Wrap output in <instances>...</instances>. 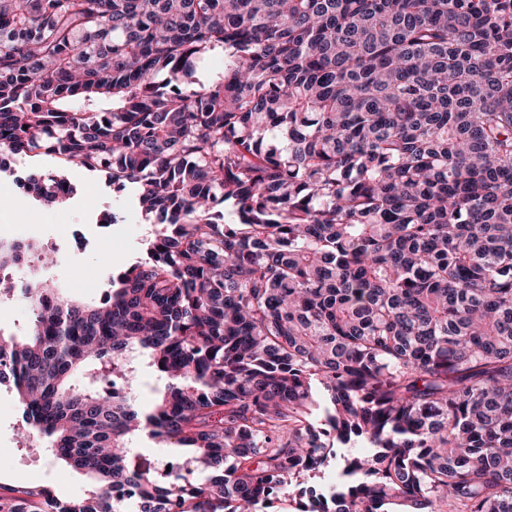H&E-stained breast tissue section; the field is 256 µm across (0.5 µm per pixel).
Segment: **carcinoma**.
<instances>
[{"instance_id": "1", "label": "carcinoma", "mask_w": 512, "mask_h": 512, "mask_svg": "<svg viewBox=\"0 0 512 512\" xmlns=\"http://www.w3.org/2000/svg\"><path fill=\"white\" fill-rule=\"evenodd\" d=\"M27 153L156 222L97 304L0 277L29 311L0 384L91 479L0 512H512V0H0ZM35 253L0 240V271ZM143 372L146 413L95 389ZM143 434L185 449L163 481Z\"/></svg>"}]
</instances>
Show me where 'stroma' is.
Here are the masks:
<instances>
[{"label":"stroma","mask_w":512,"mask_h":512,"mask_svg":"<svg viewBox=\"0 0 512 512\" xmlns=\"http://www.w3.org/2000/svg\"><path fill=\"white\" fill-rule=\"evenodd\" d=\"M10 170L0 172V197L20 193L19 179L31 171L51 172L53 159L46 156L12 155ZM74 195L66 206L54 209L29 201L0 213V238L60 242L58 265L74 298L103 299L112 273L127 269L145 254L144 240L152 226L144 221L135 189L113 195L101 174L82 170L68 173ZM117 213L120 221L105 223L103 214ZM22 412L9 385L0 386V482L13 486H49L62 498L83 496L87 478L65 472L46 450L44 440L30 444L16 440Z\"/></svg>","instance_id":"stroma-1"}]
</instances>
